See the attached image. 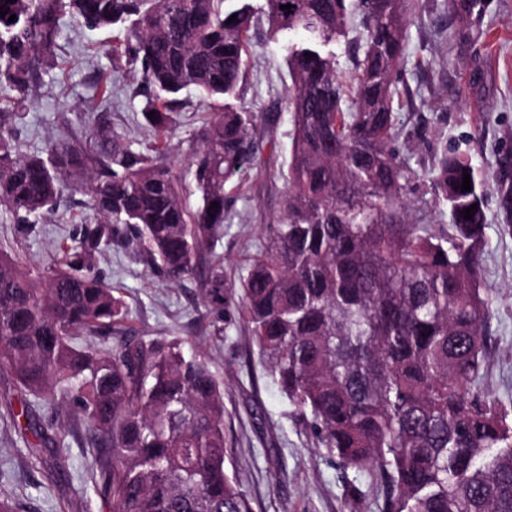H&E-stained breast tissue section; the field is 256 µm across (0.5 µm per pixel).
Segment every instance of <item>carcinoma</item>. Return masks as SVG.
<instances>
[{"label": "carcinoma", "instance_id": "1", "mask_svg": "<svg viewBox=\"0 0 512 512\" xmlns=\"http://www.w3.org/2000/svg\"><path fill=\"white\" fill-rule=\"evenodd\" d=\"M226 2L0 0V210L36 222L73 179L100 217L82 224L53 268L0 254V368L28 395L8 411L28 457L67 469L59 421L72 409L88 427L94 489L112 512H252L227 469L224 384L188 340L124 326L128 307L96 268L103 249L120 243L171 282L198 281L215 334L224 312H239L296 419L340 467L376 476L382 512H512V423L478 387L490 346L484 179L467 154L442 150L424 173L432 201L423 206L448 205L451 223L425 212L415 221V173L395 148V98L419 0L362 4L348 97L326 51L347 27L346 0ZM443 2L460 19L480 6ZM65 14L90 30L128 24L112 57L142 74L145 141L124 138L101 113L76 112L92 148L57 139L19 154L23 111L58 63ZM260 25L271 37L306 38L288 44L283 210L239 293L226 295L224 266L211 254L232 203L226 186L252 169L262 117L222 99L246 80ZM187 89L208 107L191 158L194 208L164 163ZM465 172L472 188L462 191ZM100 338L112 344L79 345Z\"/></svg>", "mask_w": 512, "mask_h": 512}]
</instances>
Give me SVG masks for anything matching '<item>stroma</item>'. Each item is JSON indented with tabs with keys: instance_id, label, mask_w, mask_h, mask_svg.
Returning a JSON list of instances; mask_svg holds the SVG:
<instances>
[{
	"instance_id": "stroma-1",
	"label": "stroma",
	"mask_w": 512,
	"mask_h": 512,
	"mask_svg": "<svg viewBox=\"0 0 512 512\" xmlns=\"http://www.w3.org/2000/svg\"><path fill=\"white\" fill-rule=\"evenodd\" d=\"M348 4V32L331 47L346 81L356 75L355 47L363 31L359 0ZM421 4L407 30L396 148L400 161L416 174L410 184L414 200L431 199L423 174L441 146L467 152L483 171L489 243L481 281L491 290L492 313L491 347L481 385L512 414V231H505L499 207L502 184L512 185V0H483L482 11L453 23L443 12V0ZM123 36L120 27L92 31L63 19L59 43L65 64L45 76L27 106L23 152H40L48 140L65 133L84 138V128L74 120L78 112L106 113L117 132L139 137L141 76L112 62L111 46ZM298 38L291 32L272 40L262 27L252 33L250 69L239 103L267 121L258 127V162L234 191L224 238L215 249L231 284L259 254L265 226L283 205L279 173L288 166L292 136L285 47ZM105 81L111 84L106 97L99 90ZM186 97L187 106L175 116L177 132L168 164L190 190L194 181L189 156L202 139L203 123L195 92ZM98 219L87 192L69 188L57 213L43 223L25 224L0 212V250L49 266L58 257L60 241L76 237L81 223ZM97 268L122 295L128 323L137 334L189 339L209 356L224 383V436L231 448L227 467L254 512H348V480L362 491L361 512H381V491L370 473L343 472L311 432L294 420L235 312H226L224 334L216 337L196 281L169 283L119 245L105 248ZM62 424L69 433L70 470L50 491L43 469L30 463L19 451L14 431L0 423V470L5 473L0 495L22 501L25 512H109L89 478L93 464L85 424L72 414Z\"/></svg>"
}]
</instances>
